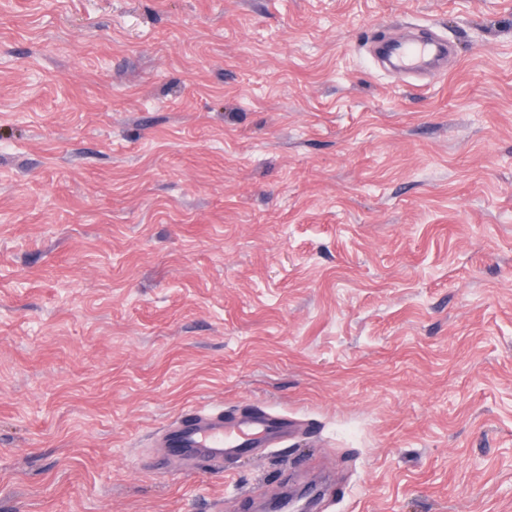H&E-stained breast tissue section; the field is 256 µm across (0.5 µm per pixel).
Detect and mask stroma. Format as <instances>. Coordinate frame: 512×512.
<instances>
[{
    "label": "stroma",
    "instance_id": "obj_1",
    "mask_svg": "<svg viewBox=\"0 0 512 512\" xmlns=\"http://www.w3.org/2000/svg\"><path fill=\"white\" fill-rule=\"evenodd\" d=\"M453 46L421 85L373 40ZM308 432L156 472L182 408ZM512 512V0H0V512Z\"/></svg>",
    "mask_w": 512,
    "mask_h": 512
}]
</instances>
